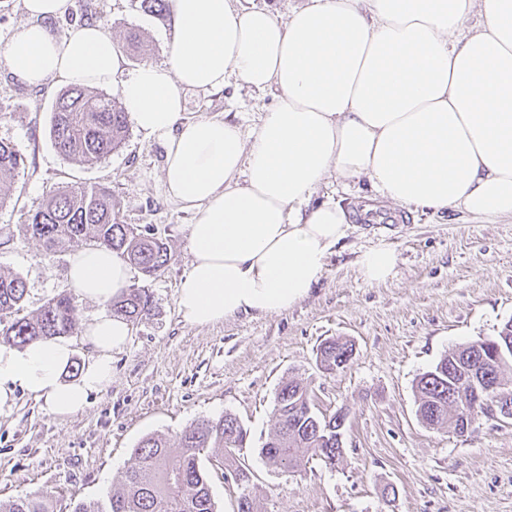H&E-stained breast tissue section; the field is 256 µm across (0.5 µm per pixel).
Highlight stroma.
Here are the masks:
<instances>
[{
	"instance_id": "1",
	"label": "stroma",
	"mask_w": 512,
	"mask_h": 512,
	"mask_svg": "<svg viewBox=\"0 0 512 512\" xmlns=\"http://www.w3.org/2000/svg\"><path fill=\"white\" fill-rule=\"evenodd\" d=\"M98 25L112 37L126 72L166 60L172 22L136 11L130 0H72L52 24L56 36L76 25ZM140 34L145 53L128 54L126 38ZM60 91L30 87L0 64V140L25 158L0 210V270L23 277L24 313L71 292V254L45 258L20 229L28 211L71 184L111 188L118 219L166 243V270L129 285L154 296L152 314L131 326L128 344L112 355V381L65 419L44 401L18 392L0 410V500L51 493L54 512L78 500L102 499L134 463L150 435L176 438L203 418L235 415L248 431L237 463L250 475L264 512H512V424L479 420L466 435L432 429L417 416L415 382L459 346L497 336L512 319V219L486 221L451 211L409 212L402 224L351 222L308 296L288 312L241 314L199 328L182 318L177 289L189 270L191 211L168 197L160 145L130 131L122 147L92 166L65 160L50 137ZM272 92L233 82L186 95L187 117L229 118L249 129L272 108ZM327 200L378 209L390 201L367 181L350 186L328 176L311 203ZM384 243L398 253L383 283L362 279L357 259ZM355 345L349 364L333 373L316 364L326 339ZM307 384L323 414H347L344 454L336 465L303 463L284 475L260 449L275 424L278 385Z\"/></svg>"
}]
</instances>
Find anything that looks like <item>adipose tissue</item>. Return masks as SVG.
<instances>
[{"label": "adipose tissue", "instance_id": "ef3b65f1", "mask_svg": "<svg viewBox=\"0 0 512 512\" xmlns=\"http://www.w3.org/2000/svg\"><path fill=\"white\" fill-rule=\"evenodd\" d=\"M70 0H22L0 63L20 83L101 87L122 77L139 134L165 150L168 196L193 210L189 270L177 292L183 319L212 326L277 315L303 300L346 235L338 201L309 205L327 174L367 180L407 208L512 217V0H309L279 19L232 0H170L167 60L122 76L112 37L77 25L55 36ZM477 27L464 29L470 15ZM272 91L260 124L188 118V91L229 78ZM120 254L86 248L70 259L81 297L106 304L126 290ZM93 355L79 376L58 337L0 345V409L16 390L68 417L112 380V353L131 326L102 313L86 322Z\"/></svg>", "mask_w": 512, "mask_h": 512}]
</instances>
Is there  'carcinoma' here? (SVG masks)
<instances>
[{
  "label": "carcinoma",
  "instance_id": "carcinoma-1",
  "mask_svg": "<svg viewBox=\"0 0 512 512\" xmlns=\"http://www.w3.org/2000/svg\"><path fill=\"white\" fill-rule=\"evenodd\" d=\"M139 11L162 20L171 18L169 0H131ZM129 113L111 96L72 86L56 99L51 139L65 159L94 165L117 150L129 134ZM24 159L9 143L0 141V210L6 206L9 185ZM118 203L112 189L68 186L47 197L27 213L21 231L36 240L41 256L49 258L75 243L106 247L126 256L144 276L161 274L170 262L165 244L118 221ZM27 293L25 280L0 271V335L6 343L23 347L78 331L77 307L69 293H61L32 314H21ZM153 296L132 288L110 302L113 315L131 323L153 311ZM512 340V320L498 335L444 356L416 382L418 410L431 428H457L471 414L463 401L464 382L457 364L475 366L494 344ZM353 344L342 338L325 340L316 361L326 372L349 363ZM276 426L261 448L267 462L285 474L316 457L333 466L342 455L336 435L344 422L337 414L320 415L306 385L291 379L281 383L274 397ZM247 431L236 416L200 420L183 430L175 442L151 435L134 448L135 464L121 479L120 490L104 499L79 501L72 512H218L212 498L209 471L233 470L241 485L237 512H262L260 501L248 489L249 476L233 467L236 451L246 443ZM0 512H54L51 496L39 493L0 503Z\"/></svg>",
  "mask_w": 512,
  "mask_h": 512
}]
</instances>
